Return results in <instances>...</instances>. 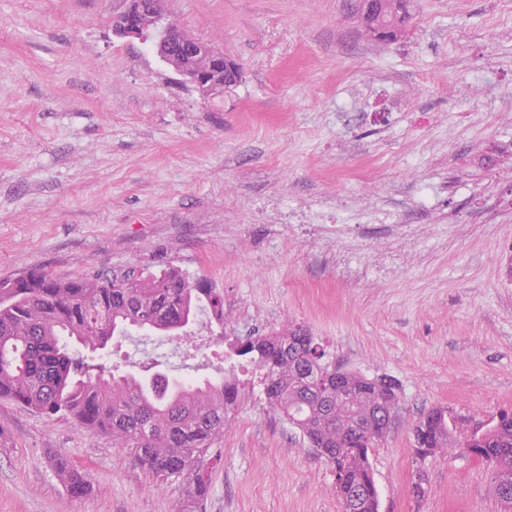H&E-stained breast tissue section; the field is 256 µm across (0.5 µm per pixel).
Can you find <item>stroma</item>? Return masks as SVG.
Wrapping results in <instances>:
<instances>
[{"instance_id":"35a3bbf8","label":"stroma","mask_w":512,"mask_h":512,"mask_svg":"<svg viewBox=\"0 0 512 512\" xmlns=\"http://www.w3.org/2000/svg\"><path fill=\"white\" fill-rule=\"evenodd\" d=\"M166 22L235 59L206 102L150 43L112 36L122 0H0V279L178 268L224 291L208 349L115 338L121 373L236 379L197 512H341L331 465L265 402L231 341L307 326L330 361L398 386L370 462L379 512H499L461 450L425 464L413 431L440 408L454 438L512 409V0H410L378 42L353 0H163ZM429 186L428 207L417 206ZM327 209L346 237L292 224ZM90 482L70 495L50 452ZM110 437L0 399V512H178Z\"/></svg>"}]
</instances>
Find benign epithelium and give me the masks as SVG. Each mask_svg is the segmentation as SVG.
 Returning a JSON list of instances; mask_svg holds the SVG:
<instances>
[{
  "mask_svg": "<svg viewBox=\"0 0 512 512\" xmlns=\"http://www.w3.org/2000/svg\"><path fill=\"white\" fill-rule=\"evenodd\" d=\"M124 4L112 19L113 36L145 41L156 32L153 51L177 75L178 84L194 89L204 100L224 94L225 76L239 70L233 60L187 36L180 27L163 22L157 0H124Z\"/></svg>",
  "mask_w": 512,
  "mask_h": 512,
  "instance_id": "obj_1",
  "label": "benign epithelium"
}]
</instances>
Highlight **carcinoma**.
I'll return each mask as SVG.
<instances>
[{
    "instance_id": "1",
    "label": "carcinoma",
    "mask_w": 512,
    "mask_h": 512,
    "mask_svg": "<svg viewBox=\"0 0 512 512\" xmlns=\"http://www.w3.org/2000/svg\"><path fill=\"white\" fill-rule=\"evenodd\" d=\"M368 35L379 41L402 36L409 22L407 0H377L361 14ZM224 321V291L188 282L178 271L155 274L126 270L58 280L44 272L0 280V398L16 401L48 418L66 416L78 426L112 437L153 477L182 484L190 512L209 487V465L220 457L227 414L237 404L238 384L228 380L184 386L168 377L115 376L106 365L90 364L84 350H102L112 337L132 331L181 336L196 322L201 303ZM304 340L288 345V340ZM234 353L259 371L267 403L299 429L333 466L336 496L346 507L353 490L362 492L359 512H378L379 497L369 461L384 435L363 429L336 430V378L349 399L346 425L377 416L395 403L394 381L340 371L324 362L326 351L302 327L251 336L234 343ZM457 417L436 409L415 429L414 454L435 456L451 442ZM496 480L512 470V412L493 418L460 444ZM56 472L72 496L87 494L86 475L54 456Z\"/></svg>"
}]
</instances>
